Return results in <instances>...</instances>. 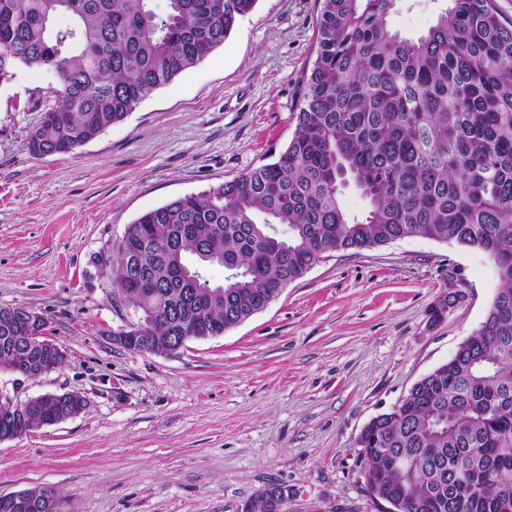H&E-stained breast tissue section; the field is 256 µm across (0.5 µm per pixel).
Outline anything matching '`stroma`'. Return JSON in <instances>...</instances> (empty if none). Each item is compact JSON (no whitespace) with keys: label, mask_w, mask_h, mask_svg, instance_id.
<instances>
[{"label":"stroma","mask_w":512,"mask_h":512,"mask_svg":"<svg viewBox=\"0 0 512 512\" xmlns=\"http://www.w3.org/2000/svg\"><path fill=\"white\" fill-rule=\"evenodd\" d=\"M447 4L395 0L388 23L416 38ZM316 15V0H257L201 63L66 154L26 148L55 75L0 85V307L40 315L65 355L34 378L0 370V398L87 402L0 440V494L49 487L59 512H241L275 481L287 512H378L356 439L476 332L501 285L482 252L423 237L334 251L224 335L172 355L112 340L139 316L105 260L142 213L285 149Z\"/></svg>","instance_id":"35a3bbf8"}]
</instances>
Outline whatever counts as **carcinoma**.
<instances>
[{
  "label": "carcinoma",
  "mask_w": 512,
  "mask_h": 512,
  "mask_svg": "<svg viewBox=\"0 0 512 512\" xmlns=\"http://www.w3.org/2000/svg\"><path fill=\"white\" fill-rule=\"evenodd\" d=\"M0 0V85L21 67L58 79L27 136L67 153L122 121L224 44L256 0ZM395 0H318L316 59L277 160L176 198L128 225L113 284L143 314L137 351L220 336L324 254L420 236L487 255L501 288L474 335L373 418L357 445L365 490L391 512H512V19L496 0H448L417 39L392 32ZM59 15L70 18L62 29ZM354 187L368 203L352 216ZM219 261L224 282L203 274ZM0 307V368L28 374L30 333ZM61 410L21 405L0 439ZM269 484L242 512H286Z\"/></svg>",
  "instance_id": "carcinoma-1"
}]
</instances>
